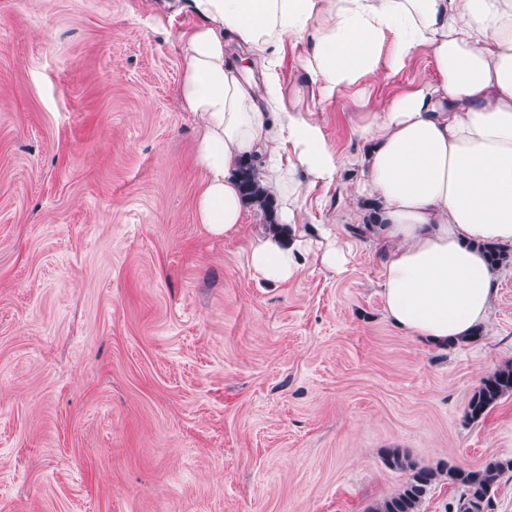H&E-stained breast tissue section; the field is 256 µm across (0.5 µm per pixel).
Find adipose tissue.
I'll return each instance as SVG.
<instances>
[{
	"instance_id": "ef3b65f1",
	"label": "adipose tissue",
	"mask_w": 512,
	"mask_h": 512,
	"mask_svg": "<svg viewBox=\"0 0 512 512\" xmlns=\"http://www.w3.org/2000/svg\"><path fill=\"white\" fill-rule=\"evenodd\" d=\"M169 13L194 20L176 34L186 60L177 95L199 124L196 216L216 236L244 221L243 162L258 161L280 223L296 230L306 193L334 185L344 165L318 121L283 105L287 38L308 39L300 69L326 101L430 48L434 79L377 102L355 126L367 150L352 218L364 223L360 204L372 202L395 326L445 345L488 322L499 270L482 246H512V0H171L149 18L160 26ZM231 43L253 61L232 58ZM310 249L298 230L266 232L251 239L247 263L280 286Z\"/></svg>"
}]
</instances>
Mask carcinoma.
<instances>
[{
    "label": "carcinoma",
    "mask_w": 512,
    "mask_h": 512,
    "mask_svg": "<svg viewBox=\"0 0 512 512\" xmlns=\"http://www.w3.org/2000/svg\"><path fill=\"white\" fill-rule=\"evenodd\" d=\"M242 195L264 213L273 215L274 200L265 194L255 175L254 164L241 169ZM493 266L509 262L512 253L495 243L483 246ZM512 395V362L505 363L484 377L466 407V418L483 419L491 409ZM386 465L406 475L404 483L391 495L373 501L366 512H421L424 499L433 484L446 482L458 493L457 512H492L496 488L505 477H512V458H490L476 468L442 462L434 467H420L398 448L387 450Z\"/></svg>",
    "instance_id": "1"
}]
</instances>
